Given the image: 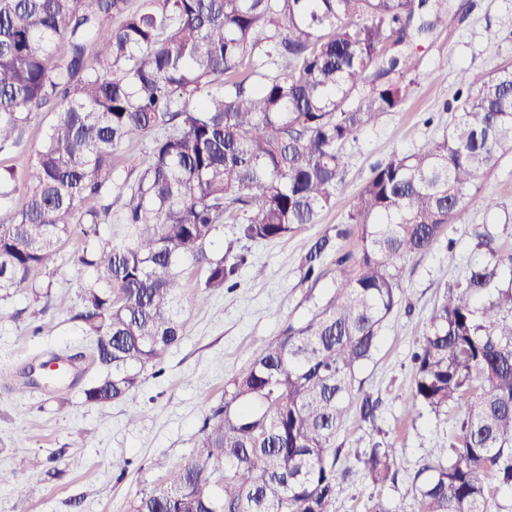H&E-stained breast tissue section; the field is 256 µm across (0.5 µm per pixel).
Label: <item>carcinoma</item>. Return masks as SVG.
Instances as JSON below:
<instances>
[{
  "label": "carcinoma",
  "instance_id": "1",
  "mask_svg": "<svg viewBox=\"0 0 512 512\" xmlns=\"http://www.w3.org/2000/svg\"><path fill=\"white\" fill-rule=\"evenodd\" d=\"M447 18L448 0H0V153L55 114L33 178L0 173L14 212L0 224V297L49 298L44 277L80 239L90 278L71 320L99 369L85 401L125 398L183 339V266L203 269L202 292L230 290L241 242L286 238L336 207L346 144L404 106L413 46ZM458 80L448 131L374 167L346 223L302 255L314 283L335 257L330 298L241 368L189 458L130 512H330L338 436L381 406L359 373L406 261L466 221L476 181L512 149V68ZM132 142L144 149L120 181L117 151ZM108 224L124 225L121 241L103 238ZM226 224L234 237L215 256ZM492 242L482 236L491 259L434 305L412 355L405 415L465 409L417 512H500L491 484L512 488V253ZM355 461L377 487L398 467L386 439Z\"/></svg>",
  "mask_w": 512,
  "mask_h": 512
}]
</instances>
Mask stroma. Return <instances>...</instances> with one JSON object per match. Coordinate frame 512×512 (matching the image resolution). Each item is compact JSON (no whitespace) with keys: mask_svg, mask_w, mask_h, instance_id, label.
Here are the masks:
<instances>
[{"mask_svg":"<svg viewBox=\"0 0 512 512\" xmlns=\"http://www.w3.org/2000/svg\"><path fill=\"white\" fill-rule=\"evenodd\" d=\"M455 13L446 27L417 42L416 68L405 107L386 114L347 145L348 167L336 207L319 223L303 226L292 236L248 246V263L240 268L236 288L207 295L196 288L200 270L187 273L183 298L188 328L161 369L147 368L138 388L128 397L107 404L86 402L84 388L97 376L90 356V339L72 320L78 309L79 285L88 273L74 263L77 241L60 249L51 282V300L40 316L44 329L32 335L35 306L22 295L0 299V366L15 370L48 360L52 355H76L55 394L21 377L0 384V467H11L16 449L43 457L56 456L55 478L41 472H18L15 485L0 486V512H129L131 501L150 491L185 461L210 408L239 370L278 335L286 322L307 318L317 301L329 298L333 267L315 283L303 280L300 258L308 244L327 228L345 223L350 199L372 169L394 152H411L442 137L454 102L457 75L469 70L482 78L492 69L512 66V33L502 32L488 44L487 30L512 13V0H452ZM496 205L488 209L485 199ZM492 234L499 252L512 250V151L482 176L472 190L465 223L449 226L426 253L406 263L403 295L384 322L378 349L360 371L364 387L379 397L375 423L352 419L340 434L339 466L348 475L331 512H417L416 476L434 459L438 444L453 441L463 419L461 409L416 420L402 407L411 394L412 354L427 331L433 306L448 288L463 282L469 270L489 260L480 247ZM263 267V276L253 274ZM140 410L130 420L131 410ZM385 435L399 450L398 472L384 486L371 484L355 457L372 437ZM129 459L125 474L113 472V459ZM23 494H16V487Z\"/></svg>","mask_w":512,"mask_h":512,"instance_id":"stroma-1","label":"stroma"}]
</instances>
